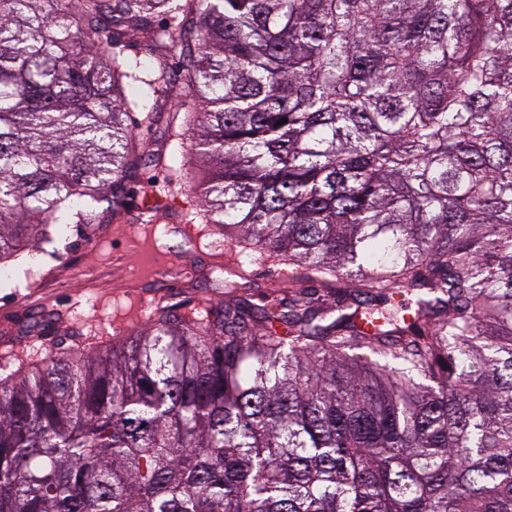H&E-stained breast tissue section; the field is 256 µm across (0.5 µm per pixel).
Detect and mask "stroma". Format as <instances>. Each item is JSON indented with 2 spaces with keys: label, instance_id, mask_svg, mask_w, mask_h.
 Returning a JSON list of instances; mask_svg holds the SVG:
<instances>
[{
  "label": "stroma",
  "instance_id": "35a3bbf8",
  "mask_svg": "<svg viewBox=\"0 0 512 512\" xmlns=\"http://www.w3.org/2000/svg\"><path fill=\"white\" fill-rule=\"evenodd\" d=\"M175 109V97L162 99L152 123L136 127L122 207L104 200L91 223L63 225L51 240L42 242L32 261H11V268L24 272L25 277L19 288L0 282L1 376L14 370L41 343L52 345L66 339L81 348L110 342L114 322L124 317L137 297L219 303L221 296L212 290L207 275L214 262L224 258L223 235L204 224L191 237L181 229L189 213L202 203L198 184L205 171L196 168L192 182L172 186L167 171L153 163L154 155L166 148ZM156 194L162 202L152 212L156 222L153 251L165 256L170 269L187 266L195 271L194 278L178 288L157 276L129 275L139 259L127 248L125 234L141 222L142 204ZM87 290L94 294V310L73 308L78 294Z\"/></svg>",
  "mask_w": 512,
  "mask_h": 512
}]
</instances>
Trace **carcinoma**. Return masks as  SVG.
Wrapping results in <instances>:
<instances>
[{"label": "carcinoma", "mask_w": 512, "mask_h": 512, "mask_svg": "<svg viewBox=\"0 0 512 512\" xmlns=\"http://www.w3.org/2000/svg\"><path fill=\"white\" fill-rule=\"evenodd\" d=\"M177 82L224 300L0 378V512H512V0H0V263ZM250 270L252 271V279L262 290L276 288L287 280L283 271L288 270V265L257 264L251 266Z\"/></svg>", "instance_id": "1"}]
</instances>
